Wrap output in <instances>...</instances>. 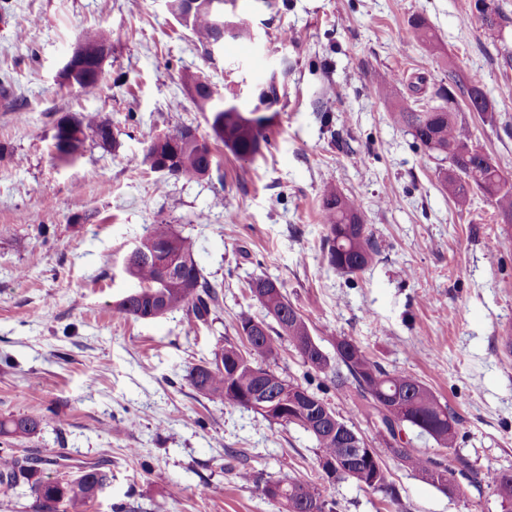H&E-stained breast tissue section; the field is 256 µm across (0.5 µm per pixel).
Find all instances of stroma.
<instances>
[{
    "label": "stroma",
    "instance_id": "stroma-1",
    "mask_svg": "<svg viewBox=\"0 0 512 512\" xmlns=\"http://www.w3.org/2000/svg\"><path fill=\"white\" fill-rule=\"evenodd\" d=\"M489 2L502 12L492 30L475 0H237L251 35L208 60L167 0H0V419L50 420L12 441L15 452L42 458V476L60 482L105 464L111 479L89 512H278L262 488L292 480L313 483L339 512H501L487 488L462 478L448 494L389 456L401 504H385L353 480L328 479L302 428L201 397L188 379L217 343L236 340L241 312L267 319L248 288L266 276L321 345L350 337L447 401L461 419L454 453L473 470L512 471V225L482 197L456 211L440 161L391 119L398 104L438 105L447 70L477 78L492 109L458 118L512 177V0ZM416 15L443 58L407 42ZM100 28L112 48L99 87L60 86L66 57ZM187 73L231 87L246 109L278 74L284 95L254 160L219 148L210 177L191 182L144 164L151 136L211 134ZM87 112L111 122L118 148L89 141L75 162L58 161L54 125ZM329 183L358 200L378 244L354 275L322 249ZM161 222L222 286L219 308L193 330L181 310L143 320L117 308L135 286L126 257ZM269 366L373 437L356 397L336 392L288 339ZM60 455L69 467L51 466Z\"/></svg>",
    "mask_w": 512,
    "mask_h": 512
}]
</instances>
